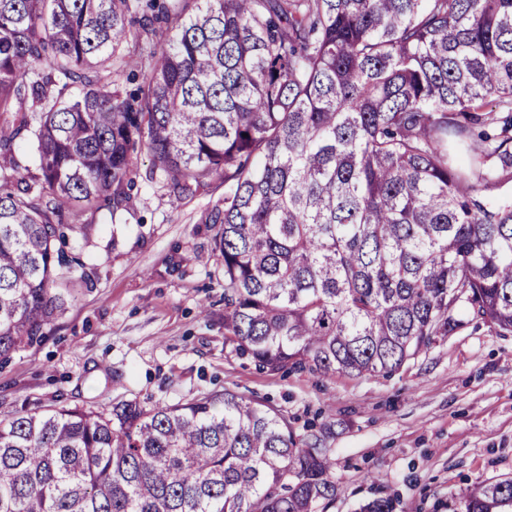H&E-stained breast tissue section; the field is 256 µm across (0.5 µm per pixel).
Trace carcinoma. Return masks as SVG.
Here are the masks:
<instances>
[{
    "mask_svg": "<svg viewBox=\"0 0 512 512\" xmlns=\"http://www.w3.org/2000/svg\"><path fill=\"white\" fill-rule=\"evenodd\" d=\"M0 112V360L85 280L59 244L129 209L144 148L174 204L224 177L235 355L388 377L461 303L512 334V0H0ZM332 466L229 390L0 417V512H319ZM466 512H512V478Z\"/></svg>",
    "mask_w": 512,
    "mask_h": 512,
    "instance_id": "obj_1",
    "label": "carcinoma"
}]
</instances>
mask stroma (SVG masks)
<instances>
[{"label": "stroma", "instance_id": "stroma-1", "mask_svg": "<svg viewBox=\"0 0 512 512\" xmlns=\"http://www.w3.org/2000/svg\"><path fill=\"white\" fill-rule=\"evenodd\" d=\"M119 221L99 215L65 249L84 280L60 274L64 311L38 344L0 365V415L58 405L96 411L127 401L184 403L232 390L270 400L333 460L325 512L378 497L394 512H465L476 482L512 477V335L465 309L460 328L388 378L270 373L224 344V264L209 219L224 180L172 204L138 181Z\"/></svg>", "mask_w": 512, "mask_h": 512}]
</instances>
